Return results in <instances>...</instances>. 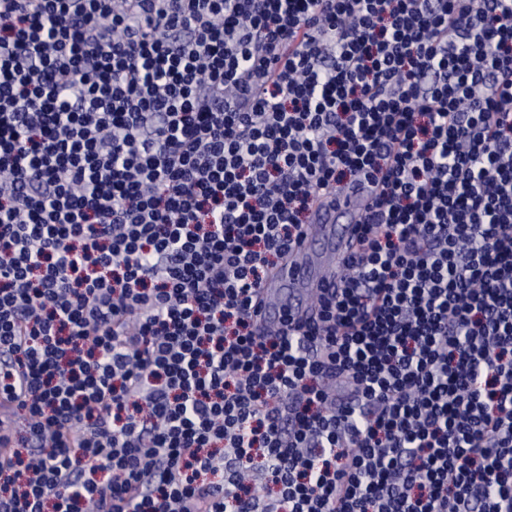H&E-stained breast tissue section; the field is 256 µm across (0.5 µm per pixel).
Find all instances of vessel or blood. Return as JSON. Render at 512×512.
Instances as JSON below:
<instances>
[{
  "label": "vessel or blood",
  "mask_w": 512,
  "mask_h": 512,
  "mask_svg": "<svg viewBox=\"0 0 512 512\" xmlns=\"http://www.w3.org/2000/svg\"><path fill=\"white\" fill-rule=\"evenodd\" d=\"M365 196V191L357 189L337 203L317 208L301 244L300 258L281 266L261 291L260 331L282 324L287 315L306 313L311 294L336 287L353 237V222L363 209Z\"/></svg>",
  "instance_id": "vessel-or-blood-1"
}]
</instances>
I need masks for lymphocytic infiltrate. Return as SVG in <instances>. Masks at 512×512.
Wrapping results in <instances>:
<instances>
[{"label":"lymphocytic infiltrate","mask_w":512,"mask_h":512,"mask_svg":"<svg viewBox=\"0 0 512 512\" xmlns=\"http://www.w3.org/2000/svg\"><path fill=\"white\" fill-rule=\"evenodd\" d=\"M2 390L0 512H512V0H0ZM367 193L352 190L334 204L317 208L300 247L303 254L281 266L261 291L258 324L261 332L282 325L289 314H305L309 297L319 288H334L348 254L355 224Z\"/></svg>","instance_id":"lymphocytic-infiltrate-1"}]
</instances>
